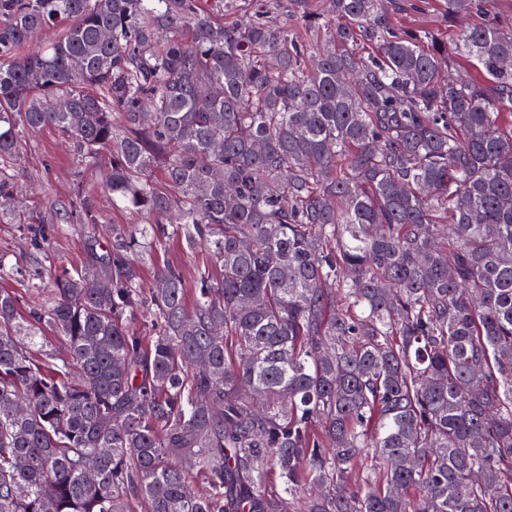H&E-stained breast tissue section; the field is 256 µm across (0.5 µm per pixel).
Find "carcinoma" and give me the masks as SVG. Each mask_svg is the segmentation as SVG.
Returning a JSON list of instances; mask_svg holds the SVG:
<instances>
[{
    "mask_svg": "<svg viewBox=\"0 0 512 512\" xmlns=\"http://www.w3.org/2000/svg\"><path fill=\"white\" fill-rule=\"evenodd\" d=\"M237 2L0 0V218L45 128L63 221L102 193L144 218L26 315L0 291V512H512V26L462 30L459 79L333 0L310 69ZM171 235L210 251L191 303L169 264L141 287Z\"/></svg>",
    "mask_w": 512,
    "mask_h": 512,
    "instance_id": "carcinoma-1",
    "label": "carcinoma"
}]
</instances>
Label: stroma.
Masks as SVG:
<instances>
[{
	"label": "stroma",
	"mask_w": 512,
	"mask_h": 512,
	"mask_svg": "<svg viewBox=\"0 0 512 512\" xmlns=\"http://www.w3.org/2000/svg\"><path fill=\"white\" fill-rule=\"evenodd\" d=\"M389 20L397 31L424 30L448 48V63L461 73L473 68L457 41V26L448 19L445 0H385ZM14 185L26 207L14 223H0V254L5 255L7 274L0 276V289L15 292L21 304L47 297L55 277L74 273L85 260L84 240L94 233L101 247H108L112 230L138 223V216L111 201L100 200L97 221L93 226L64 225L62 232L41 252L30 245L24 228L29 224H51L57 207L67 203L76 180L63 138L47 129L30 135L22 144V159L10 169ZM208 260V251L200 247L190 251L177 239L167 238L142 270L143 285H150L155 266L178 267L186 278L187 288H195L198 269Z\"/></svg>",
	"instance_id": "stroma-1"
}]
</instances>
